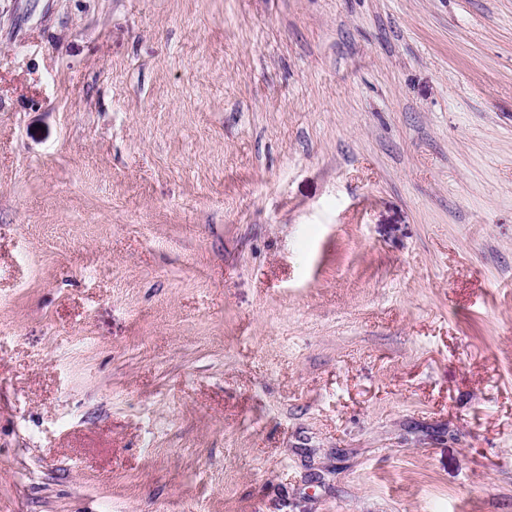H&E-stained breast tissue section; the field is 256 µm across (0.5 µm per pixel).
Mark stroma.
I'll return each instance as SVG.
<instances>
[{
    "mask_svg": "<svg viewBox=\"0 0 512 512\" xmlns=\"http://www.w3.org/2000/svg\"><path fill=\"white\" fill-rule=\"evenodd\" d=\"M0 512H512V0H0Z\"/></svg>",
    "mask_w": 512,
    "mask_h": 512,
    "instance_id": "obj_1",
    "label": "stroma"
}]
</instances>
